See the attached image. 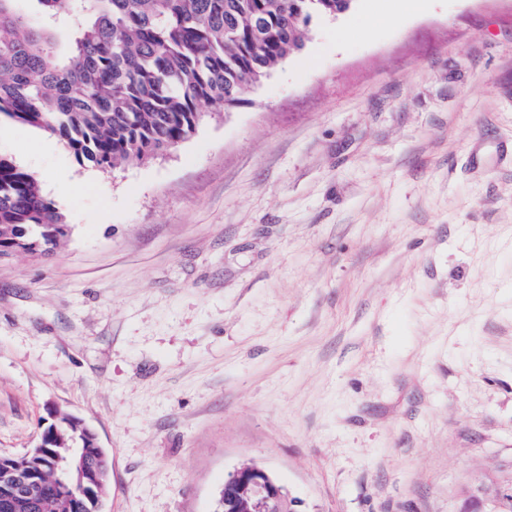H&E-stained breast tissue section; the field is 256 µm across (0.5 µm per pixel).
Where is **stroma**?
<instances>
[{"mask_svg": "<svg viewBox=\"0 0 512 512\" xmlns=\"http://www.w3.org/2000/svg\"><path fill=\"white\" fill-rule=\"evenodd\" d=\"M383 5L355 0L366 32L313 19L144 164L0 121L70 227L0 258V454L79 417L105 512H212L246 462L304 512H486L512 487V0Z\"/></svg>", "mask_w": 512, "mask_h": 512, "instance_id": "35a3bbf8", "label": "stroma"}]
</instances>
